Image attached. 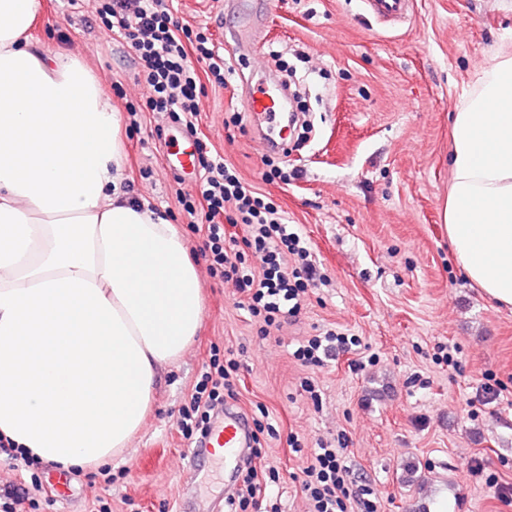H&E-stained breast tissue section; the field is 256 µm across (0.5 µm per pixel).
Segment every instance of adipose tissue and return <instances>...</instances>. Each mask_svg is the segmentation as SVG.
Wrapping results in <instances>:
<instances>
[{
  "label": "adipose tissue",
  "instance_id": "obj_1",
  "mask_svg": "<svg viewBox=\"0 0 512 512\" xmlns=\"http://www.w3.org/2000/svg\"><path fill=\"white\" fill-rule=\"evenodd\" d=\"M37 0H0V433L69 471L142 429L161 367L202 324L183 235L123 186L101 83L31 44ZM448 241L465 276L512 306V54L453 116Z\"/></svg>",
  "mask_w": 512,
  "mask_h": 512
}]
</instances>
